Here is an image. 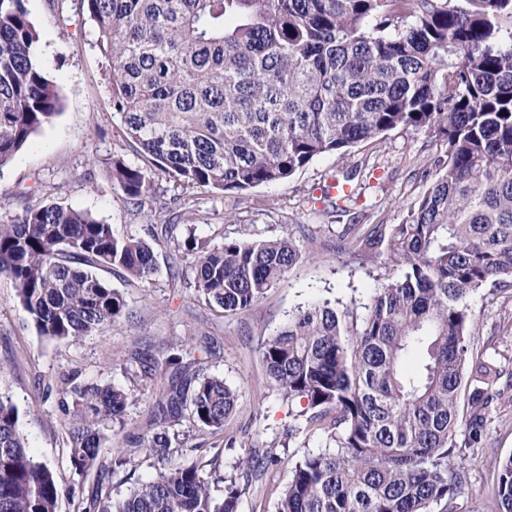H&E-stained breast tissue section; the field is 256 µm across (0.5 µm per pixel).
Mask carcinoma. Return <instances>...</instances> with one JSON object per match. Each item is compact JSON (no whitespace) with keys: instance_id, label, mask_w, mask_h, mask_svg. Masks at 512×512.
<instances>
[{"instance_id":"obj_1","label":"carcinoma","mask_w":512,"mask_h":512,"mask_svg":"<svg viewBox=\"0 0 512 512\" xmlns=\"http://www.w3.org/2000/svg\"><path fill=\"white\" fill-rule=\"evenodd\" d=\"M112 70V116L150 167L113 155V185L140 208L154 176L186 208L198 187L245 191L289 180L325 154L397 128L444 139L447 161L408 218L359 248L394 263L363 305L328 299L289 316L263 345L269 386L334 447L290 465L277 512H453L467 482L454 459L482 445L501 375L474 351L468 298L512 286V0H80ZM61 106L24 0H0V168ZM189 241L200 296L251 308L302 262L292 238ZM142 284L153 247L90 212L47 199L0 224V276L39 335L76 343L119 318L101 272ZM145 447L162 467L120 500L94 491L82 512H238L246 486L215 497L170 431L219 432L236 395L175 353ZM70 385L61 402L70 459L90 469L133 398L111 383ZM0 395V512H57L61 489ZM463 439H458L460 427ZM281 463L249 449L243 469ZM499 512H512V454L495 460Z\"/></svg>"}]
</instances>
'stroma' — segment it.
Wrapping results in <instances>:
<instances>
[{"mask_svg":"<svg viewBox=\"0 0 512 512\" xmlns=\"http://www.w3.org/2000/svg\"><path fill=\"white\" fill-rule=\"evenodd\" d=\"M41 37V50L57 83L61 109L53 122L0 168V223L25 206L42 202L33 187L43 181L54 189L56 202L92 212L119 232L144 236V219L126 204L113 186L108 169L114 154L139 163L133 147L123 144L122 130L112 117L107 86L112 74L95 46L91 27L79 0H26ZM447 146L428 133L396 129L384 137L352 148L343 155L326 154L288 181L248 192H196L194 210L183 215L177 236L210 238L216 231L255 238L284 234L307 241L309 254L288 277L266 291L249 310L227 314L209 305L168 265L173 244L157 242L160 271L147 284L112 275V285L126 300L123 316L76 344L39 336L23 311L12 283L0 277V394L19 410L18 429L32 452L52 469L62 495L58 512H81L94 490L117 499L156 471L157 459L140 451L122 467L112 464L111 448L101 449L100 464L109 466L108 482L99 483L97 470L77 473L70 460L59 401L62 377L78 383L111 382L134 387L137 398L124 416L123 436L143 435L160 382L145 355L172 353L177 341L188 339L204 373L224 380L236 394V406L221 433L194 436L186 457L211 478L212 493L221 496L224 476L251 448H273L288 460L328 445L324 431L309 427L294 408L269 389L261 359L264 342L280 329L298 307L329 298L351 305L367 302L378 279L391 266L359 250L356 243L338 247L344 225L403 223L410 206L423 194L441 168ZM359 169L365 192L348 212L326 211L312 203L317 188L343 171ZM470 332L479 352L505 372L497 383L506 400L491 417L485 444L465 460L468 483L454 503L455 512H496L495 460L512 453V287H486L468 301ZM297 425L285 438L288 425ZM234 447H226L228 438ZM286 464L251 481L239 500L238 512H275L281 489L289 479Z\"/></svg>","mask_w":512,"mask_h":512,"instance_id":"obj_1","label":"stroma"}]
</instances>
